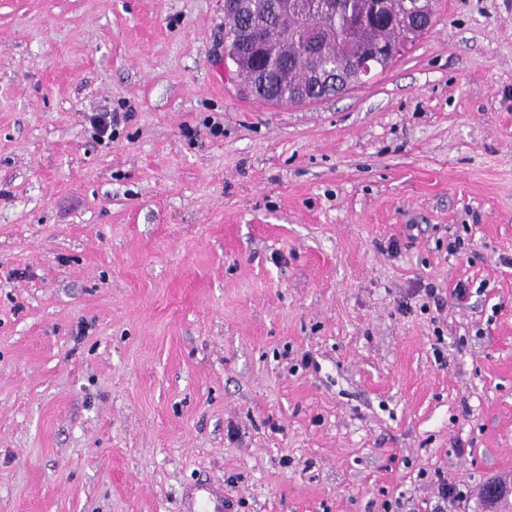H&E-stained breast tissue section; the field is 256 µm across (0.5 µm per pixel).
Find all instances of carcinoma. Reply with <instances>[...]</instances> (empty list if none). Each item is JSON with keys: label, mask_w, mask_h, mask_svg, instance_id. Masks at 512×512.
Instances as JSON below:
<instances>
[{"label": "carcinoma", "mask_w": 512, "mask_h": 512, "mask_svg": "<svg viewBox=\"0 0 512 512\" xmlns=\"http://www.w3.org/2000/svg\"><path fill=\"white\" fill-rule=\"evenodd\" d=\"M327 0H289L288 19H283L281 0H265L264 13L256 19L248 15H224V28L240 31L252 21L261 24L257 39L244 40L233 60L237 68H246L260 91L258 97L276 104L316 101L333 92L357 85L354 60L375 44L411 45L424 35L423 25L410 21L404 0H389L390 19L369 25L353 37L348 34L350 14H361L366 0H344L333 13L320 7ZM308 21L305 33L323 40L322 52L308 53L302 38L292 40L288 54L262 62L258 52L265 44L273 46L283 39L286 23Z\"/></svg>", "instance_id": "obj_1"}]
</instances>
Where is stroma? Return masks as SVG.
I'll use <instances>...</instances> for the list:
<instances>
[{"label":"stroma","instance_id":"1","mask_svg":"<svg viewBox=\"0 0 512 512\" xmlns=\"http://www.w3.org/2000/svg\"><path fill=\"white\" fill-rule=\"evenodd\" d=\"M438 470L512 512V0L292 105L224 0H0V512H424ZM200 498L194 512H223L224 511V490L222 485L217 483L202 484L196 492L195 500Z\"/></svg>","mask_w":512,"mask_h":512}]
</instances>
